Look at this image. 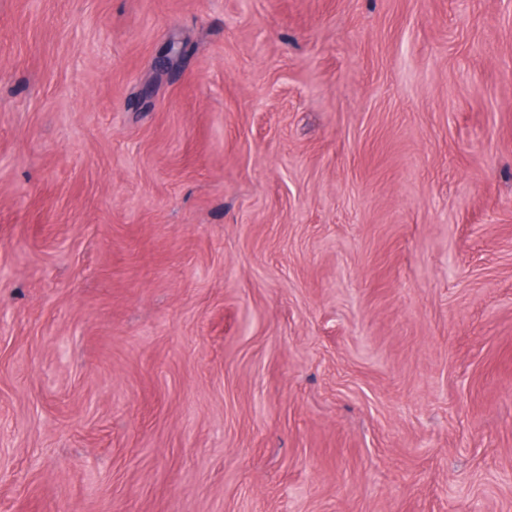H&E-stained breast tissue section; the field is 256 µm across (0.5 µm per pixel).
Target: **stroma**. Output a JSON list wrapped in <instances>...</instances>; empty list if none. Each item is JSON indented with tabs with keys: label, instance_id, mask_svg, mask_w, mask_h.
Listing matches in <instances>:
<instances>
[{
	"label": "stroma",
	"instance_id": "1",
	"mask_svg": "<svg viewBox=\"0 0 512 512\" xmlns=\"http://www.w3.org/2000/svg\"><path fill=\"white\" fill-rule=\"evenodd\" d=\"M0 512H512V0H0Z\"/></svg>",
	"mask_w": 512,
	"mask_h": 512
}]
</instances>
